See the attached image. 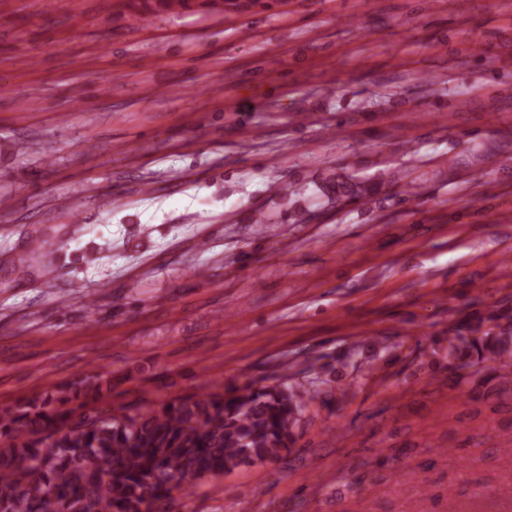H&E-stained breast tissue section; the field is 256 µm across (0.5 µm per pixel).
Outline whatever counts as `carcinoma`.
<instances>
[{
  "label": "carcinoma",
  "mask_w": 512,
  "mask_h": 512,
  "mask_svg": "<svg viewBox=\"0 0 512 512\" xmlns=\"http://www.w3.org/2000/svg\"><path fill=\"white\" fill-rule=\"evenodd\" d=\"M157 13L189 0H144ZM448 370L512 397V325L448 337ZM332 380L220 388L115 413L112 377L89 374L0 407V512H166L172 482L190 487L281 457L302 412ZM98 468L86 466L89 460Z\"/></svg>",
  "instance_id": "obj_1"
}]
</instances>
